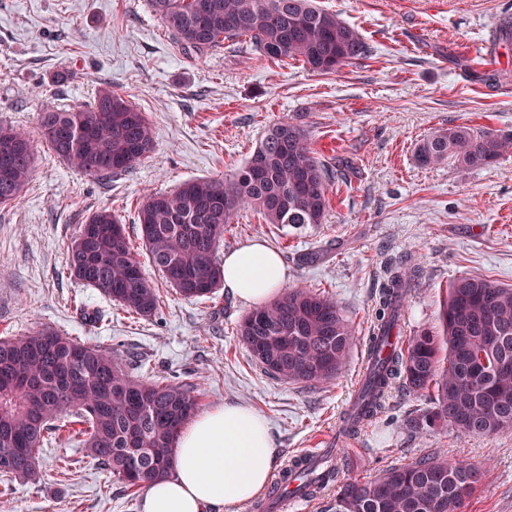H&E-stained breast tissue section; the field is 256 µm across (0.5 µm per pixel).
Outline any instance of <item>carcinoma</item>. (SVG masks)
Instances as JSON below:
<instances>
[{"label":"carcinoma","mask_w":512,"mask_h":512,"mask_svg":"<svg viewBox=\"0 0 512 512\" xmlns=\"http://www.w3.org/2000/svg\"><path fill=\"white\" fill-rule=\"evenodd\" d=\"M153 15L185 54L202 59L240 39L274 62L294 59L333 74L362 59L360 32L314 0H150ZM49 149L75 171L98 179L131 172L155 149L144 113L112 84H102L87 107L43 113ZM26 153L0 171V206L22 196L32 176L34 145L21 129L0 126V150ZM512 138L467 126L438 131L418 145L423 166L448 159L467 168L495 162ZM325 164L311 147L309 125L293 119L268 128L248 160L221 180L199 178L170 193H153L138 208L141 240L152 264L186 299H199L221 282L216 258L224 227L242 209L267 224L296 229L322 224L329 211ZM69 277L103 292L118 307L151 318L160 296L142 271L112 210L92 213L68 254ZM418 270L397 261L387 269L372 321L374 346L398 327ZM440 329H422L372 361L363 380L351 432L377 417L395 384L413 396H432L429 409L402 426L418 433L445 424L473 435L512 431V288L480 276L455 278L439 313ZM237 335L253 357L278 378L315 386L347 366L355 332L336 299L294 287L252 309ZM198 410L196 385L132 376L126 361L98 345L51 328L0 340V480L33 479L36 453L75 416L89 456L128 488H145L173 474L175 446ZM333 465L304 476L302 494L314 497L335 482L336 512H461L480 481L476 468L443 456L389 467L364 483L338 481Z\"/></svg>","instance_id":"carcinoma-1"}]
</instances>
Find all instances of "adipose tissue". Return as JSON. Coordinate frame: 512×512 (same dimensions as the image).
Returning a JSON list of instances; mask_svg holds the SVG:
<instances>
[{
	"instance_id": "adipose-tissue-1",
	"label": "adipose tissue",
	"mask_w": 512,
	"mask_h": 512,
	"mask_svg": "<svg viewBox=\"0 0 512 512\" xmlns=\"http://www.w3.org/2000/svg\"><path fill=\"white\" fill-rule=\"evenodd\" d=\"M225 290L248 305L279 292L286 270L279 254L254 239L224 255ZM176 473L146 487L143 512H210L243 504L268 483L275 461L265 421L254 411L227 405L197 417L176 443Z\"/></svg>"
}]
</instances>
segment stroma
Listing matches in <instances>:
<instances>
[{
  "label": "stroma",
  "mask_w": 512,
  "mask_h": 512,
  "mask_svg": "<svg viewBox=\"0 0 512 512\" xmlns=\"http://www.w3.org/2000/svg\"><path fill=\"white\" fill-rule=\"evenodd\" d=\"M317 2L359 30L367 58L331 75L270 62L244 43L195 60L178 50L149 0H0V125L27 131L36 150L20 201L0 207V338L50 327L137 356L135 377L196 380L200 413L243 404L266 420L275 468L305 450L334 448L344 478L364 482L441 453L481 473L464 512H512V432H407L402 419L430 402L396 388L379 419L351 438L337 435L387 263L405 259L420 271L400 323L405 336L436 325L459 276L512 285V152L474 169L450 160L423 166L414 156L425 136L455 125L512 135V43H499L496 29L512 0ZM105 81L145 113L156 142L129 175L106 183L55 157L39 130L43 110L87 102ZM297 116L330 173L325 223L296 230L245 208L218 251L262 239L280 254L286 287L338 300L356 341L335 379L305 386L268 374L236 334L248 306L221 287L184 299L147 253L138 258L161 296L147 320L63 276L91 213L111 209L140 243L145 194L223 178L269 125ZM62 458L70 477L58 472ZM39 466V480L0 488V512H141L142 491L112 477L77 442L45 444Z\"/></svg>",
  "instance_id": "35a3bbf8"
}]
</instances>
